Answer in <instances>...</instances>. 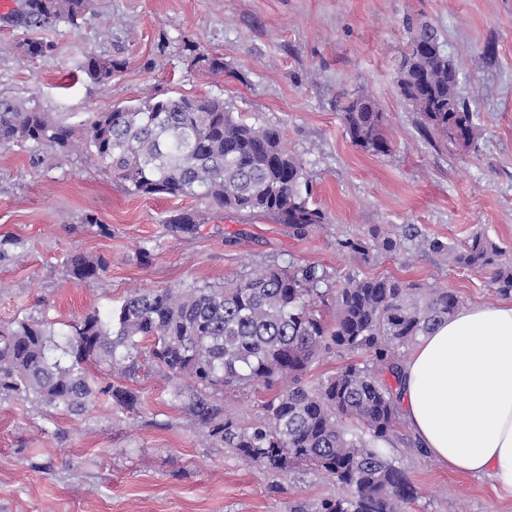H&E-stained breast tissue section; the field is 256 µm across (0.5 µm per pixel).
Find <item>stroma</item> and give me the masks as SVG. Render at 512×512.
<instances>
[{"mask_svg": "<svg viewBox=\"0 0 512 512\" xmlns=\"http://www.w3.org/2000/svg\"><path fill=\"white\" fill-rule=\"evenodd\" d=\"M424 23L478 114L468 148L424 137L399 94L403 55ZM28 40L45 52L25 56ZM91 52L127 66L98 86L80 70ZM215 56L224 60L218 74L205 63ZM1 94L73 125L149 97L221 98L247 123L280 128L309 172L310 204L327 216L302 233L189 197L132 195L92 154L18 142L0 148V236L23 243L0 261L2 324L34 318L58 329L107 314L138 289L220 285L290 260L335 278L358 267L448 287L464 306L500 301L487 274L443 256L379 254L360 266L338 243L373 224H414L455 245L483 232L512 259V0H93L76 28L0 17ZM364 94L386 116L387 154L353 145L341 120L340 103ZM190 209L200 215L195 235L167 229V218ZM89 214L97 225L85 224ZM146 243L155 252L143 264ZM74 252L104 256L107 274L69 280L64 261ZM140 363L127 382L140 395L132 413L102 403L80 417L52 415L33 397L0 396V512H288L293 499L336 493L301 467L272 491L266 476L199 433L148 355ZM387 454L418 489L407 512H512V496L488 477L448 470L402 442Z\"/></svg>", "mask_w": 512, "mask_h": 512, "instance_id": "obj_1", "label": "stroma"}]
</instances>
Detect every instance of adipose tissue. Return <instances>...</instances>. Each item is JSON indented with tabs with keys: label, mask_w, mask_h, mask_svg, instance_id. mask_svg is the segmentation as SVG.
Returning a JSON list of instances; mask_svg holds the SVG:
<instances>
[{
	"label": "adipose tissue",
	"mask_w": 512,
	"mask_h": 512,
	"mask_svg": "<svg viewBox=\"0 0 512 512\" xmlns=\"http://www.w3.org/2000/svg\"><path fill=\"white\" fill-rule=\"evenodd\" d=\"M400 403L427 455L512 494V301L461 307L420 337Z\"/></svg>",
	"instance_id": "ef3b65f1"
}]
</instances>
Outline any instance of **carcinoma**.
<instances>
[{
	"label": "carcinoma",
	"instance_id": "carcinoma-1",
	"mask_svg": "<svg viewBox=\"0 0 512 512\" xmlns=\"http://www.w3.org/2000/svg\"><path fill=\"white\" fill-rule=\"evenodd\" d=\"M92 0H23L20 21L73 27ZM429 46L428 56L398 76L400 95L418 112L424 133L467 148L474 115L458 91V70L441 54L434 29L423 24L410 46ZM126 60L88 54L81 71L107 86ZM351 142L385 154L391 149L386 119L370 98L341 107ZM30 142L57 154L92 150L126 190L138 196H188L226 212L272 216L299 230L326 223L303 188L309 173L288 148L282 131L235 116L224 101L179 95L92 112L70 126L52 112L0 97V147ZM182 235L198 230V214L166 220ZM410 242L448 263L487 272L492 288L512 296V263L481 233L455 247L409 224L400 234L374 224L364 238L339 247L362 263L375 254L395 255ZM109 262L73 253L66 276L100 278ZM321 265L290 262L258 266L222 286L195 284L129 294L101 316L87 313L58 333L42 320L0 326V396H33L71 415L109 401L131 412L140 396L132 388L96 382L89 368L107 365L128 378L140 368L142 345L180 401L214 445L233 449L274 477L306 466L334 481L341 493L316 501L296 499L288 512H404L417 497L406 473L383 445L399 438L400 395L382 376L400 380V350L430 333L460 306L448 288L407 283L354 269L330 287ZM366 355L336 374L308 378L329 356ZM263 387L272 396L248 425L224 406V390Z\"/></svg>",
	"mask_w": 512,
	"mask_h": 512
}]
</instances>
